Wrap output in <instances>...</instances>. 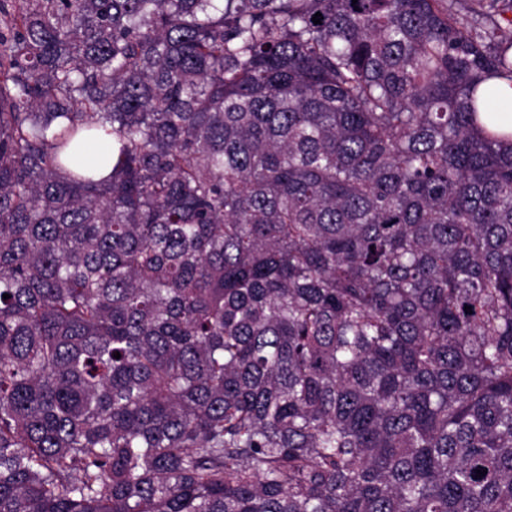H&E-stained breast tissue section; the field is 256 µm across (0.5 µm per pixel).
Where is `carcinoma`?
<instances>
[{
    "label": "carcinoma",
    "instance_id": "cac0c4a2",
    "mask_svg": "<svg viewBox=\"0 0 512 512\" xmlns=\"http://www.w3.org/2000/svg\"><path fill=\"white\" fill-rule=\"evenodd\" d=\"M509 13L0 0V512H512Z\"/></svg>",
    "mask_w": 512,
    "mask_h": 512
}]
</instances>
